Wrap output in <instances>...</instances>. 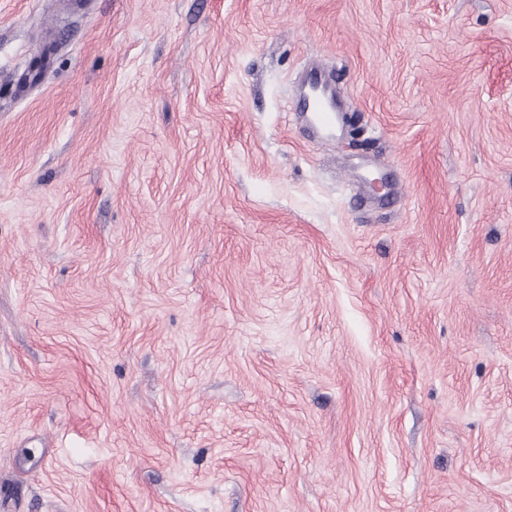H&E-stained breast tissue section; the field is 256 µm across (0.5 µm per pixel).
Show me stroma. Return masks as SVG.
Returning <instances> with one entry per match:
<instances>
[{"label": "stroma", "mask_w": 512, "mask_h": 512, "mask_svg": "<svg viewBox=\"0 0 512 512\" xmlns=\"http://www.w3.org/2000/svg\"><path fill=\"white\" fill-rule=\"evenodd\" d=\"M0 512H512V0H0ZM303 95H306L302 98L304 106H300L296 112H304L303 117L308 124L323 133L327 139H335L342 111L326 76L320 71L312 74L303 87L301 97Z\"/></svg>", "instance_id": "obj_1"}]
</instances>
